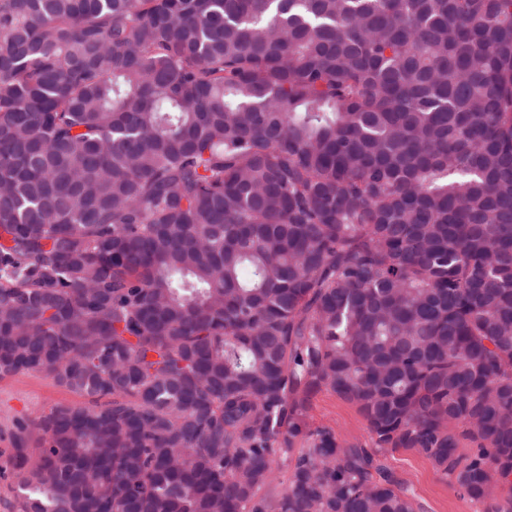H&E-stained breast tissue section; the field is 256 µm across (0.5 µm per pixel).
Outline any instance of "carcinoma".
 <instances>
[{
	"instance_id": "1",
	"label": "carcinoma",
	"mask_w": 512,
	"mask_h": 512,
	"mask_svg": "<svg viewBox=\"0 0 512 512\" xmlns=\"http://www.w3.org/2000/svg\"><path fill=\"white\" fill-rule=\"evenodd\" d=\"M28 373L83 402L17 425L16 512H417L378 448L512 512V0H0ZM314 426H329L343 444L360 443L371 446L367 422L357 408L332 392L318 393L309 412Z\"/></svg>"
}]
</instances>
